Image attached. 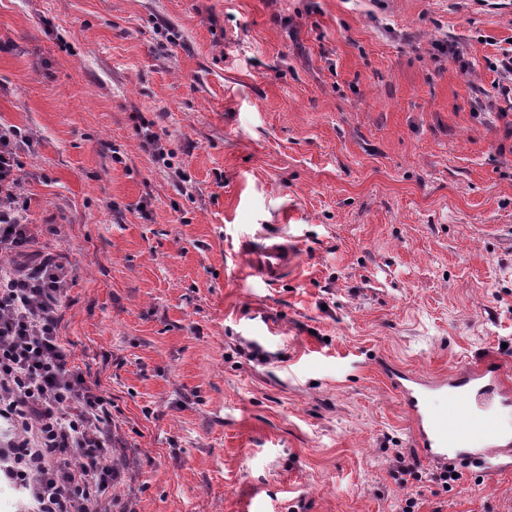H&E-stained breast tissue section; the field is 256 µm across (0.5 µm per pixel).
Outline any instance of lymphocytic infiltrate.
Masks as SVG:
<instances>
[{"label":"lymphocytic infiltrate","mask_w":512,"mask_h":512,"mask_svg":"<svg viewBox=\"0 0 512 512\" xmlns=\"http://www.w3.org/2000/svg\"><path fill=\"white\" fill-rule=\"evenodd\" d=\"M20 129L0 127V252L34 241L20 202ZM67 268L46 257L0 264V483L23 488L30 512H112L109 400L68 367L58 336Z\"/></svg>","instance_id":"obj_1"}]
</instances>
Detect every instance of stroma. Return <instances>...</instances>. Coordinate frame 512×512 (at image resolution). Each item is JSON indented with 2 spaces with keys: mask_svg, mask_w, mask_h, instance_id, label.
<instances>
[{
  "mask_svg": "<svg viewBox=\"0 0 512 512\" xmlns=\"http://www.w3.org/2000/svg\"><path fill=\"white\" fill-rule=\"evenodd\" d=\"M511 45L501 0H0V127L111 401L113 512L512 504V470L395 480L379 367L512 361ZM257 234L298 241L287 283L239 274ZM142 124L144 129V148L149 150L156 163L162 162L165 168L172 169V153L163 145L161 137L151 130L153 124L145 120H142Z\"/></svg>",
  "mask_w": 512,
  "mask_h": 512,
  "instance_id": "stroma-1",
  "label": "stroma"
}]
</instances>
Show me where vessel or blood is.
Wrapping results in <instances>:
<instances>
[{
    "label": "vessel or blood",
    "mask_w": 512,
    "mask_h": 512,
    "mask_svg": "<svg viewBox=\"0 0 512 512\" xmlns=\"http://www.w3.org/2000/svg\"><path fill=\"white\" fill-rule=\"evenodd\" d=\"M303 262L285 235L248 240L241 251L245 276L275 286ZM386 379L410 422L414 448L430 464H465L494 475L512 469V381L496 360L462 366L439 377L387 364Z\"/></svg>",
    "instance_id": "b4317fda"
}]
</instances>
